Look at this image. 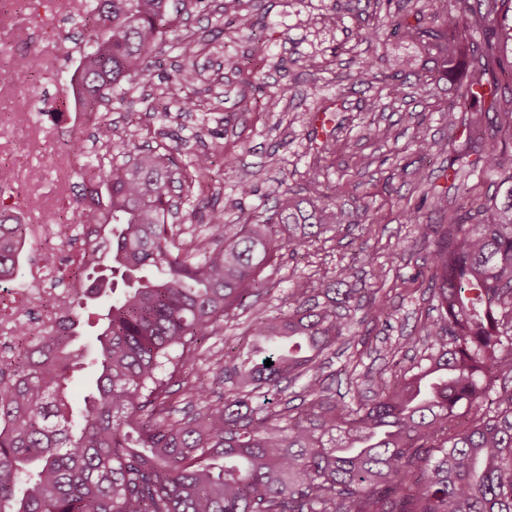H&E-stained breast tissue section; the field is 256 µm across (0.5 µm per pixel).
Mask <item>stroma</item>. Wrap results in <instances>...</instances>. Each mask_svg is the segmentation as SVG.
<instances>
[{"label": "stroma", "mask_w": 512, "mask_h": 512, "mask_svg": "<svg viewBox=\"0 0 512 512\" xmlns=\"http://www.w3.org/2000/svg\"><path fill=\"white\" fill-rule=\"evenodd\" d=\"M255 4L267 24L262 55H254L249 32L224 26L222 0H206L205 9L177 16L178 34H196L205 39V48L186 59L180 50L165 47L146 86L114 100L104 117L117 133L132 134L144 145L160 142L161 132L173 134L186 163L203 152L234 157L235 168H214L207 178L213 201L229 224L244 211L266 212L282 185L311 202L337 194L352 223L325 233L296 256L279 251L264 271L266 292L249 299L218 335L208 337L181 375L214 370L227 348L241 342L255 316L288 313L295 288L335 279L346 267L349 285L358 294L337 310L350 321L351 338L335 346L322 377L338 400L353 407L373 396L364 373L382 371L393 380L422 358L424 345L411 344L410 338L434 305L430 252L457 212L503 200L505 189L500 174L473 171L463 156L473 113H458L453 127L443 116L474 78L469 58L459 57L448 71L419 42L391 37L377 44L359 38L358 27L378 22L369 7L359 19L330 26L326 18L336 0ZM84 5L85 0H70L63 7L55 0H0V169L9 172L0 185V203L31 224V260L54 246L52 225L72 219L73 200L82 189L81 161L67 154L66 146L74 131L87 139L94 132L93 124L67 102L79 45L86 39L79 26ZM48 28L53 38H45ZM230 53L245 58V67L225 69L224 57ZM26 55L38 57L40 66L25 100L15 77ZM399 57L407 61L403 73L408 81L398 98H388L381 84L356 83L361 61H374L388 73ZM183 62L201 75L180 93L195 106L160 124L147 112L145 98L159 94L165 69ZM269 97L278 101L275 110L263 106ZM372 101L377 111H368ZM328 104L334 107L337 143L335 153L326 157L315 149L312 119ZM423 139L442 144V151L421 154ZM418 168L424 171L420 180L414 175ZM34 172L39 175L35 181L30 178ZM243 177L256 187L247 198L237 192ZM434 193L447 194V207L423 209L419 223L406 221L405 211ZM365 204L378 220L371 232L356 222ZM368 259L384 266L383 279L367 276ZM31 260L23 264L18 281L37 288L41 282L31 274ZM374 298L388 304V321H362L364 306Z\"/></svg>", "instance_id": "35a3bbf8"}]
</instances>
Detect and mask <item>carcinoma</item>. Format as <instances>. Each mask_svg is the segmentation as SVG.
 I'll return each instance as SVG.
<instances>
[{
	"instance_id": "carcinoma-1",
	"label": "carcinoma",
	"mask_w": 512,
	"mask_h": 512,
	"mask_svg": "<svg viewBox=\"0 0 512 512\" xmlns=\"http://www.w3.org/2000/svg\"><path fill=\"white\" fill-rule=\"evenodd\" d=\"M251 2L224 0V15L251 31L258 54L263 24ZM510 11L512 0H448L454 25L446 33L398 14L360 37L389 30L426 39L448 61L469 43L476 78L462 107L477 112L498 102L500 85L487 94L483 77L512 54ZM83 27L68 101L96 121V140L110 149L114 130L100 113L113 91L160 65L173 32L170 0H90ZM479 31L493 34L481 47ZM195 79L189 67L166 71L167 94ZM356 79H389L393 97L401 88L397 73L386 78L371 61ZM475 127L473 168L504 172L511 186L504 202L458 214L456 243L431 251L437 316L414 341L434 353L393 381L366 377L374 396L356 409L319 378L324 354L348 328L329 297L334 284L320 281L297 289L287 316L254 318L245 352L225 356L216 374L230 387L179 384L191 410L172 418L180 369L224 318L260 295L274 253L295 255L324 227L350 223L337 198L308 210L284 188L270 216L227 224L200 183L214 153L183 167L177 146L126 137L116 145L120 159L104 168L81 152L75 210L90 217L97 242L62 259L77 236L54 225L57 246L40 268L68 263L67 300L51 304L54 320L32 338L25 324L41 306L23 311L0 351V512H512V108L500 110L494 130ZM176 183L197 189L190 223L216 227L186 246L177 241L185 230L167 223ZM28 239L20 214L1 207L0 288L19 276ZM116 274L129 282L120 293ZM87 325L96 328L90 352ZM85 368L93 379L76 404L69 381ZM301 377L302 409L276 410L282 383Z\"/></svg>"
}]
</instances>
